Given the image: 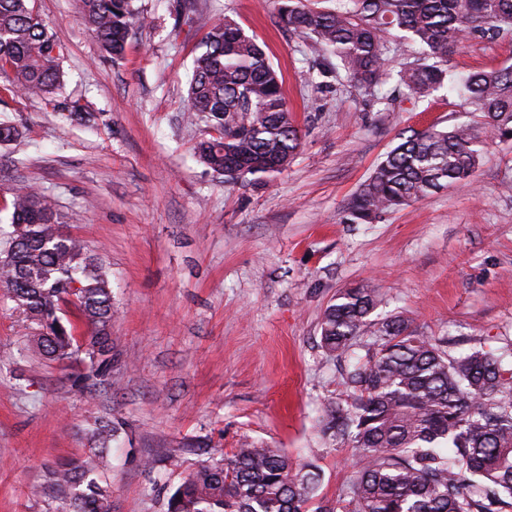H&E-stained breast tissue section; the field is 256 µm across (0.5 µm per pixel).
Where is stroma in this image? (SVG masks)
I'll return each instance as SVG.
<instances>
[{"label":"stroma","instance_id":"35a3bbf8","mask_svg":"<svg viewBox=\"0 0 512 512\" xmlns=\"http://www.w3.org/2000/svg\"><path fill=\"white\" fill-rule=\"evenodd\" d=\"M280 0H134L124 58L106 52L75 0H31L63 47V85L43 97L0 71V225L10 191L39 189L71 235L111 271L115 385L73 386L78 363L28 346L29 322L0 295V512H61L31 486L79 459L85 429L111 413L112 512H166L198 458L249 438L323 472L321 505L339 512L353 450L321 431L343 361L321 346L324 309L371 282L372 317L403 314L452 355L512 342V141L490 143L475 175L384 214L342 217L401 139L477 121L441 89L414 102L394 85L363 95L335 59L281 27ZM253 35L282 81L301 146L261 183L225 182L195 154L205 123L187 120L193 58L210 25ZM512 65V35L469 38L448 57L466 73ZM81 104L85 121L71 115Z\"/></svg>","mask_w":512,"mask_h":512}]
</instances>
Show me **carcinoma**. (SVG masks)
I'll list each match as a JSON object with an SVG mask.
<instances>
[{
  "label": "carcinoma",
  "instance_id": "obj_1",
  "mask_svg": "<svg viewBox=\"0 0 512 512\" xmlns=\"http://www.w3.org/2000/svg\"><path fill=\"white\" fill-rule=\"evenodd\" d=\"M78 13L116 56L136 23L133 0H78ZM279 22L311 38L373 95L392 77L416 101L444 87L443 63L474 34L512 33V0H337L335 8L282 0ZM419 44L424 56L396 73L388 38ZM193 62L191 118L210 137L200 162L227 182L286 169L301 145L281 81L256 39L230 20L214 24ZM60 47L29 0H0V70L17 87L42 96L61 84ZM459 95L481 117L447 131L414 133L390 150L348 204L344 222L383 214L470 178L491 141L512 139V65L472 71ZM10 230L0 228L4 295L34 325L32 348L44 358L82 363V390L112 382V288L102 258L65 232L43 193L11 190ZM380 303L368 285L345 288L324 310L325 351L351 360L343 391L325 406L324 435L355 448L343 512H509L512 509V348L453 356L444 341L412 320L370 319ZM116 429L97 420L84 458L48 472L35 493L50 492L66 512H112L110 445ZM206 456L171 493L167 512H326L311 508L323 475L281 448L243 442Z\"/></svg>",
  "mask_w": 512,
  "mask_h": 512
}]
</instances>
